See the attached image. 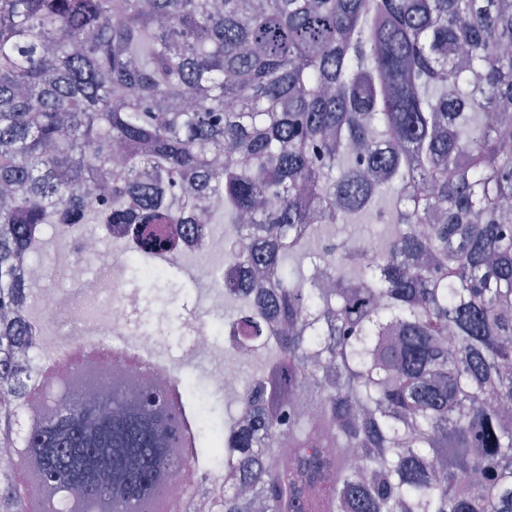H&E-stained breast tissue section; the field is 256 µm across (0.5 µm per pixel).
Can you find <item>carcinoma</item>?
I'll return each instance as SVG.
<instances>
[{
	"label": "carcinoma",
	"instance_id": "cac0c4a2",
	"mask_svg": "<svg viewBox=\"0 0 512 512\" xmlns=\"http://www.w3.org/2000/svg\"><path fill=\"white\" fill-rule=\"evenodd\" d=\"M38 224L224 225L261 359L202 406L207 512H512V0H0V448L41 490L0 512H169L218 455L172 457L189 402L14 380L54 342L13 318ZM224 481L223 468L213 472H201L189 468H177L170 475V483L174 490L171 501L175 506V511H181L184 499H182L183 489L186 486L191 487V491L196 498H205L216 485L222 484Z\"/></svg>",
	"mask_w": 512,
	"mask_h": 512
}]
</instances>
